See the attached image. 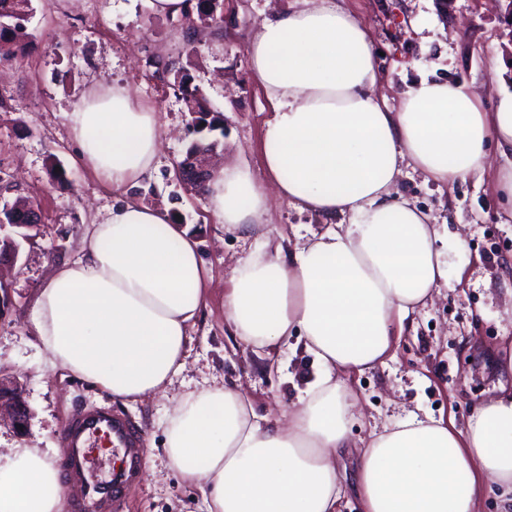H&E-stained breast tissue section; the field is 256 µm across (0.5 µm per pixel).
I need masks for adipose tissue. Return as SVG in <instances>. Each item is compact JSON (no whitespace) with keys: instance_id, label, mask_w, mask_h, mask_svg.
Returning a JSON list of instances; mask_svg holds the SVG:
<instances>
[{"instance_id":"obj_1","label":"adipose tissue","mask_w":512,"mask_h":512,"mask_svg":"<svg viewBox=\"0 0 512 512\" xmlns=\"http://www.w3.org/2000/svg\"><path fill=\"white\" fill-rule=\"evenodd\" d=\"M253 79L267 92L261 189L250 170L215 168L207 209L225 232L262 237L224 292L240 341L271 350L304 340L313 372L287 414L258 416L238 388L179 398L166 424L170 462L202 486L210 512H341L336 458L354 408L343 380L382 363L394 321L412 318L450 285L438 225L395 186L404 161L443 184L512 158V90L491 109L468 84L420 79L398 108L380 101L368 28L342 0H295L257 27ZM71 133L106 185L149 177L161 137L154 113L128 88L92 91ZM325 220L286 247L266 223L271 197ZM208 298L194 237L167 213L130 200L90 225L79 254L39 291L32 324L53 364L124 401L166 393L185 368L189 327ZM512 512V390L475 409L465 430L412 414L358 457L361 512H477L484 488ZM58 471L37 448L0 464V512H64Z\"/></svg>"}]
</instances>
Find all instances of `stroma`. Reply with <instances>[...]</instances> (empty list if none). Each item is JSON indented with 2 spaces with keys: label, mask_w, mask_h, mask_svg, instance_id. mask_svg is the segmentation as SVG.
<instances>
[{
  "label": "stroma",
  "mask_w": 512,
  "mask_h": 512,
  "mask_svg": "<svg viewBox=\"0 0 512 512\" xmlns=\"http://www.w3.org/2000/svg\"><path fill=\"white\" fill-rule=\"evenodd\" d=\"M293 0H225L224 27L200 32L199 52L187 56L177 18L156 14L152 0H32V46L23 56L0 59V209L17 198L31 200L41 221L22 242L14 269L4 277L12 304L0 315V376L17 379L30 409L25 435L0 426V456L10 449H41L54 464L68 455L61 441L79 408L112 404L134 419L144 436L138 484L126 512H208L198 485L185 481L169 461L165 428L175 401L187 392L227 385L246 392L259 415L291 407L296 382L311 372L300 336L277 354L283 369L268 371L265 358L231 336L224 319V290L237 260L261 248L259 240L225 233L203 195L175 175L194 138L218 144L223 163L248 168L266 184L263 133L271 116L266 91L250 73L248 42L274 8ZM365 22L378 59L377 93L398 107L420 78L466 82L491 106L499 84L512 88V21L504 0H345ZM162 56L183 67L188 86L221 119L200 136L189 133L192 116L173 76L156 74L146 61ZM502 61L503 75L491 71ZM129 87L137 106L154 112L161 147L150 180L135 187L103 185L81 160L72 118L94 87ZM58 165L62 180L49 177ZM496 171L453 185L430 180L406 166L398 194L447 225L465 242L449 250L461 285L443 289L420 309L381 364L347 378L358 403L349 421L351 447L340 458L346 476L373 431L414 412L465 429L483 399L499 387L512 389V373L500 361L512 351V218L496 189ZM168 212L189 230L209 271L210 297L190 330L184 371L167 396L141 401L112 399L54 366L31 323L35 298L55 265L74 257L85 229L126 199ZM270 226L291 239L319 231L320 219L285 200H273Z\"/></svg>",
  "instance_id": "35a3bbf8"
}]
</instances>
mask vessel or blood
I'll use <instances>...</instances> for the list:
<instances>
[{"mask_svg": "<svg viewBox=\"0 0 512 512\" xmlns=\"http://www.w3.org/2000/svg\"><path fill=\"white\" fill-rule=\"evenodd\" d=\"M61 439L69 450L66 470L83 485V494L72 504V512H125L127 493L141 466L143 438L135 422L111 405H92L67 421ZM101 442L119 459L106 481L91 476V450Z\"/></svg>", "mask_w": 512, "mask_h": 512, "instance_id": "b4317fda", "label": "vessel or blood"}]
</instances>
